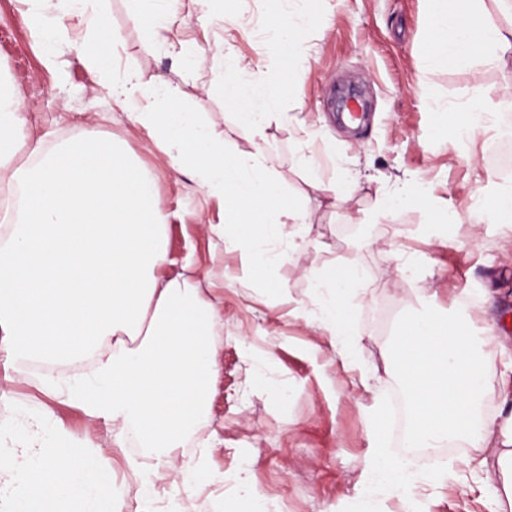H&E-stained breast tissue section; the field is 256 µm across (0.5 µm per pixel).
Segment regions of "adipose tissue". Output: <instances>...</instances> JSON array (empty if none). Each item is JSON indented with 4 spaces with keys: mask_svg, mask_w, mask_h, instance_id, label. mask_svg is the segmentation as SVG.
Returning <instances> with one entry per match:
<instances>
[{
    "mask_svg": "<svg viewBox=\"0 0 512 512\" xmlns=\"http://www.w3.org/2000/svg\"><path fill=\"white\" fill-rule=\"evenodd\" d=\"M142 21L148 46L164 45L177 23L178 0H126ZM432 63H477L512 55V18L493 22L490 7L507 0H425ZM23 14L53 65L64 18H80L88 38L77 57L131 110L136 123L205 194L224 203L225 221L211 234L250 245L252 266L268 269L274 242H294L311 215L288 201L280 177L262 147L280 87L274 74L248 72L239 56L219 41L208 49L180 46L185 65L212 58L222 70L218 94L240 107L252 136L248 150H226L198 113L187 111L181 92L165 78L142 84L137 72L117 74L100 54L106 34L105 0H21ZM439 123L456 144L484 130L474 108L440 109ZM23 107L0 79V191L6 195L7 238H0V330L6 364L34 358L68 362L86 354L90 372L50 378L69 404L119 426L115 445L131 434L149 457L171 466L184 435L205 419L218 369L214 338L221 320L216 302L200 298L182 275L165 274L168 229L154 181L114 136L89 131L77 140L44 148L27 139ZM28 160L14 167L19 147ZM362 279L359 268L312 273L313 322L326 330L342 359L352 340L347 308ZM501 341L496 323L484 317L443 320L409 317L397 338L396 369L407 399L411 448L456 443L459 466L492 485L495 512H512V398L503 397L497 417L479 413L493 354ZM385 414L371 423L375 452L368 492L409 496L421 480L409 460L393 456ZM102 453L84 454L60 444L44 457L31 448L0 453V474H17L0 512H120L128 491L112 481Z\"/></svg>",
    "mask_w": 512,
    "mask_h": 512,
    "instance_id": "ef3b65f1",
    "label": "adipose tissue"
}]
</instances>
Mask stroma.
<instances>
[{"instance_id":"stroma-1","label":"stroma","mask_w":512,"mask_h":512,"mask_svg":"<svg viewBox=\"0 0 512 512\" xmlns=\"http://www.w3.org/2000/svg\"><path fill=\"white\" fill-rule=\"evenodd\" d=\"M179 39L207 47L229 42L252 69L278 68L286 88L277 104L286 121L271 123L265 149L283 194L314 215L299 246L278 253L271 269L279 298L252 275L243 248L208 233L220 224L217 198L175 172L167 153L115 103L71 46L83 27L65 20L57 64L45 68L19 0H0V77L22 100L31 137L58 142L87 129L122 139L153 177L169 229L168 273L183 274L201 297H219L224 326L216 338L218 373L208 418L188 433L177 464L190 487L171 499V477L156 459L112 444V426L40 390L32 367L0 363V450L25 442H57L103 451L114 480L155 484V512H251L242 482L260 487L267 512H363L370 463L371 415L389 409L399 389L395 335L407 317L456 309L461 295L492 297V315L512 344V217L496 224L469 218L477 195L508 188L484 161L494 131L452 145L436 110L477 104L493 109L512 93V58L458 65L425 62L431 25L424 0H321L310 19L306 0H286L298 30L293 57L272 58L263 45L272 30L267 0H226L223 13L201 19L191 0L178 6ZM112 39L102 48L116 70L162 75L177 84L193 111L230 149L251 147L237 108L209 96L211 62L183 70L164 46L147 47L142 24L125 0H107ZM315 161L308 173L302 156ZM318 175L324 190L309 179ZM348 194L334 207V192ZM429 207L415 204L421 194ZM466 215L441 224L437 215ZM373 225L374 239L359 235ZM407 274L399 269L405 261ZM364 270L352 303L355 347L342 363L330 336L307 323L313 307L308 274L330 266ZM447 479L414 494L416 512H492L489 497L454 457L439 465Z\"/></svg>"}]
</instances>
